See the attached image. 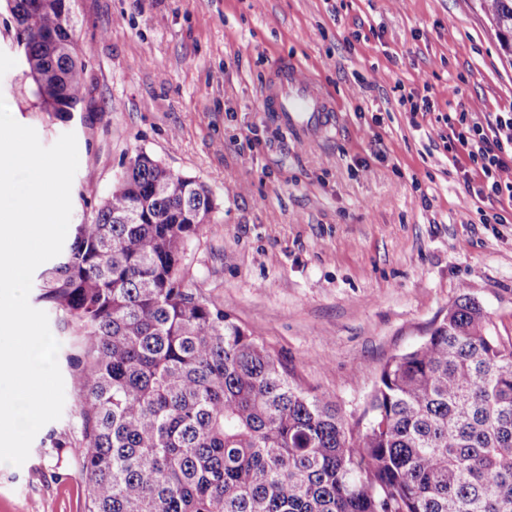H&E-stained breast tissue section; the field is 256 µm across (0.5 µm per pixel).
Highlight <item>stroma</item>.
Masks as SVG:
<instances>
[{"label":"stroma","instance_id":"1","mask_svg":"<svg viewBox=\"0 0 512 512\" xmlns=\"http://www.w3.org/2000/svg\"><path fill=\"white\" fill-rule=\"evenodd\" d=\"M86 61L72 118L44 112L0 6V97L44 146L76 136L71 224L143 151L205 183L216 209L186 246L188 278L348 416L383 364L461 295L512 336V206L484 224L483 182L448 150V113H512V63L474 0H71ZM295 60L336 107L302 142L261 94ZM429 100V111L413 104ZM0 468V512H85L81 385Z\"/></svg>","mask_w":512,"mask_h":512}]
</instances>
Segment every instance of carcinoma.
Here are the masks:
<instances>
[{"label":"carcinoma","instance_id":"carcinoma-1","mask_svg":"<svg viewBox=\"0 0 512 512\" xmlns=\"http://www.w3.org/2000/svg\"><path fill=\"white\" fill-rule=\"evenodd\" d=\"M65 0H9L43 110L77 112L86 63ZM512 55V0H480ZM210 189L145 152L40 275L82 384L86 512H512V336L467 294L380 369L349 420L193 288Z\"/></svg>","mask_w":512,"mask_h":512}]
</instances>
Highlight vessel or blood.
<instances>
[{"instance_id": "b4317fda", "label": "vessel or blood", "mask_w": 512, "mask_h": 512, "mask_svg": "<svg viewBox=\"0 0 512 512\" xmlns=\"http://www.w3.org/2000/svg\"><path fill=\"white\" fill-rule=\"evenodd\" d=\"M263 101L308 143L316 141L334 118V110L323 92L299 65L285 59L274 65Z\"/></svg>"}]
</instances>
